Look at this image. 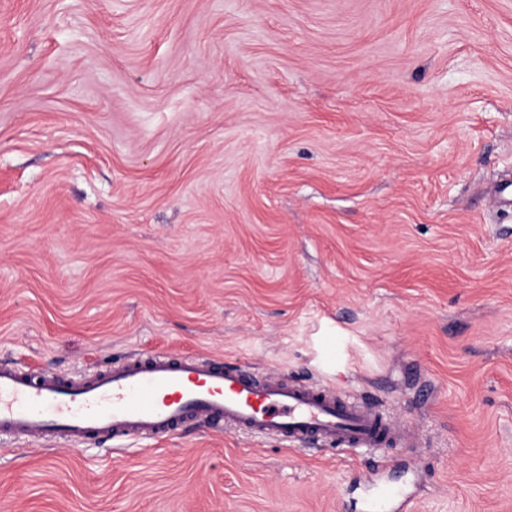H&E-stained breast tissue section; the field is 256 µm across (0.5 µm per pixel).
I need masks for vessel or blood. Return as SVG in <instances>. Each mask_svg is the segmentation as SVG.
<instances>
[{"label":"vessel or blood","mask_w":512,"mask_h":512,"mask_svg":"<svg viewBox=\"0 0 512 512\" xmlns=\"http://www.w3.org/2000/svg\"><path fill=\"white\" fill-rule=\"evenodd\" d=\"M328 451L397 445L402 427L369 401L318 383L257 378L235 363L194 355H135L91 378L32 375L0 363V437L63 435L73 446L130 437L167 438L187 423ZM409 500L378 489L366 512Z\"/></svg>","instance_id":"obj_1"}]
</instances>
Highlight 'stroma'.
<instances>
[{
	"label": "stroma",
	"instance_id": "stroma-1",
	"mask_svg": "<svg viewBox=\"0 0 512 512\" xmlns=\"http://www.w3.org/2000/svg\"><path fill=\"white\" fill-rule=\"evenodd\" d=\"M156 352L420 441L22 439L0 512H512V0H0V361ZM397 504V509L403 511L404 509L410 510V501L401 499L397 493L392 490L380 488L366 503V512H383L386 507H390L392 511L394 505Z\"/></svg>",
	"mask_w": 512,
	"mask_h": 512
}]
</instances>
